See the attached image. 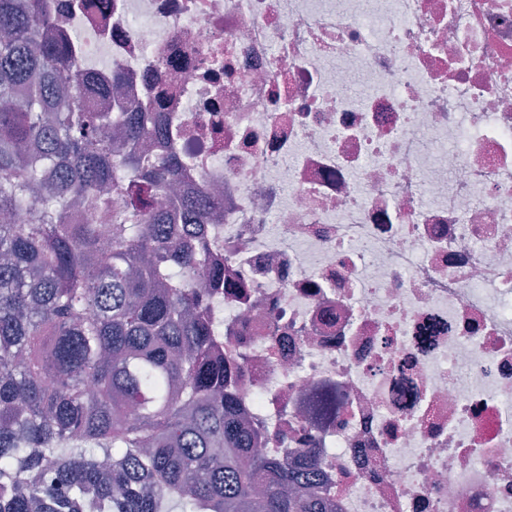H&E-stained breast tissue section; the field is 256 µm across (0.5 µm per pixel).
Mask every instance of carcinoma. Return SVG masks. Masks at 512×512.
Wrapping results in <instances>:
<instances>
[{
  "label": "carcinoma",
  "instance_id": "obj_1",
  "mask_svg": "<svg viewBox=\"0 0 512 512\" xmlns=\"http://www.w3.org/2000/svg\"><path fill=\"white\" fill-rule=\"evenodd\" d=\"M54 8L0 0V512H329L259 451L196 313L224 273L181 225L217 201L169 196L153 103L88 107Z\"/></svg>",
  "mask_w": 512,
  "mask_h": 512
}]
</instances>
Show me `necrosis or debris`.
Wrapping results in <instances>:
<instances>
[{
    "label": "necrosis or debris",
    "instance_id": "1",
    "mask_svg": "<svg viewBox=\"0 0 512 512\" xmlns=\"http://www.w3.org/2000/svg\"><path fill=\"white\" fill-rule=\"evenodd\" d=\"M99 2L50 24L221 194L202 311L263 453L335 512H512V0Z\"/></svg>",
    "mask_w": 512,
    "mask_h": 512
}]
</instances>
